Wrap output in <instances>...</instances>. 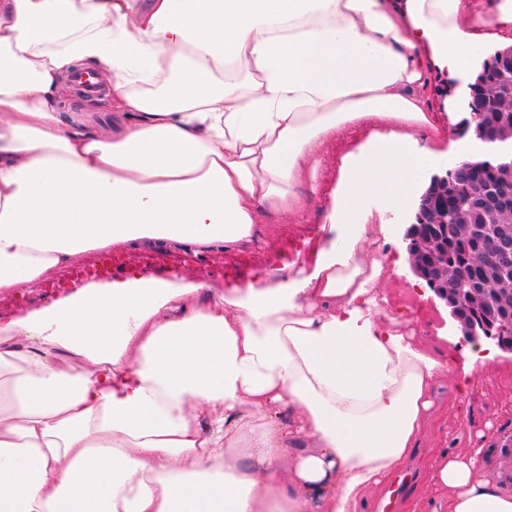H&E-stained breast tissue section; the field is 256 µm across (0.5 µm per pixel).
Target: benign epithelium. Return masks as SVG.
Segmentation results:
<instances>
[{
  "instance_id": "7a95c632",
  "label": "benign epithelium",
  "mask_w": 512,
  "mask_h": 512,
  "mask_svg": "<svg viewBox=\"0 0 512 512\" xmlns=\"http://www.w3.org/2000/svg\"><path fill=\"white\" fill-rule=\"evenodd\" d=\"M512 66V48L497 50L482 63L480 71L467 84L466 107L470 118L461 124L460 135L479 141H512V91L505 94L490 80L495 71ZM482 112H499L502 121L493 131L479 122ZM455 179L471 185L470 169L464 165H442L421 172L417 180L422 191L413 205V220L405 225L403 241L413 274L446 306L461 336L475 346L490 343L503 353L512 354V325L503 316L512 309V161L499 167L496 188L478 187L473 191L479 221L461 209L448 215V183ZM462 233H480L483 240L481 261L488 274V287L468 286L465 273L448 269L444 248L446 225Z\"/></svg>"
}]
</instances>
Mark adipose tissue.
<instances>
[{
  "mask_svg": "<svg viewBox=\"0 0 512 512\" xmlns=\"http://www.w3.org/2000/svg\"><path fill=\"white\" fill-rule=\"evenodd\" d=\"M492 39L512 44V0H0V294L114 246L251 242L265 213L301 215L326 141L386 126L345 158L310 275H136L11 321L0 512H357L417 448L437 378L467 394L477 360L387 311L406 259L364 218L439 159L413 135L429 68L466 86ZM78 69L105 76L111 133L63 118ZM490 452L441 450L406 512H512Z\"/></svg>",
  "mask_w": 512,
  "mask_h": 512,
  "instance_id": "1",
  "label": "adipose tissue"
}]
</instances>
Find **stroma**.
<instances>
[{"mask_svg":"<svg viewBox=\"0 0 512 512\" xmlns=\"http://www.w3.org/2000/svg\"><path fill=\"white\" fill-rule=\"evenodd\" d=\"M426 96L434 123L433 129L417 131L420 142L440 152L447 151L452 130L464 117V111L454 95L448 92L446 73L432 71L428 75ZM375 130L374 125H350L328 142L320 156L316 189L300 186L305 198L302 218L271 215L263 219L261 238L232 249L211 251L196 249L154 250L118 247L122 260L113 264L110 280H122L129 269H137L146 277L174 280L186 275L205 280L214 289L224 291L246 281L267 283L280 280L297 271L311 269L321 247L330 241L323 231L324 215L340 176L345 155L353 152ZM100 259L90 252L69 264L58 275L27 285L18 292L0 296V324L25 315L55 299L69 295L86 284L80 276L83 268H92ZM414 275L409 266L389 273L383 289L389 298H402L409 305V318L422 342L437 345V330H445L454 341L457 352L470 350V343L453 329L444 316L445 307L435 297L413 301L408 288ZM455 385L444 376L436 388V413L422 436L413 465L419 472L417 481L406 488L404 497L422 492L430 467L439 448H467L469 438L477 430H485L495 450L494 465L512 477V356L498 353L495 360L477 364L473 383L464 407L454 403Z\"/></svg>","mask_w":512,"mask_h":512,"instance_id":"stroma-1","label":"stroma"}]
</instances>
